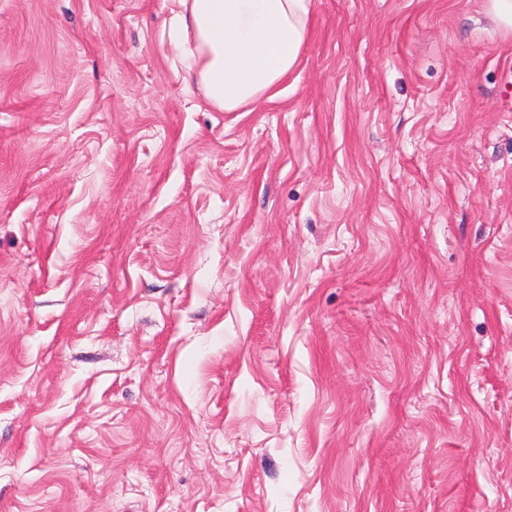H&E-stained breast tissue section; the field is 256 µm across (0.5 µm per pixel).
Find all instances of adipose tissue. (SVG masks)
I'll use <instances>...</instances> for the list:
<instances>
[{
	"label": "adipose tissue",
	"mask_w": 512,
	"mask_h": 512,
	"mask_svg": "<svg viewBox=\"0 0 512 512\" xmlns=\"http://www.w3.org/2000/svg\"><path fill=\"white\" fill-rule=\"evenodd\" d=\"M198 54L192 67L209 101L231 112L261 99L295 69L312 0H177Z\"/></svg>",
	"instance_id": "obj_1"
}]
</instances>
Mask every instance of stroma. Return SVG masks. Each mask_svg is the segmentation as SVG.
<instances>
[{"label": "stroma", "instance_id": "1", "mask_svg": "<svg viewBox=\"0 0 512 512\" xmlns=\"http://www.w3.org/2000/svg\"><path fill=\"white\" fill-rule=\"evenodd\" d=\"M174 0H0V512H512V31L313 0L214 107Z\"/></svg>", "mask_w": 512, "mask_h": 512}]
</instances>
